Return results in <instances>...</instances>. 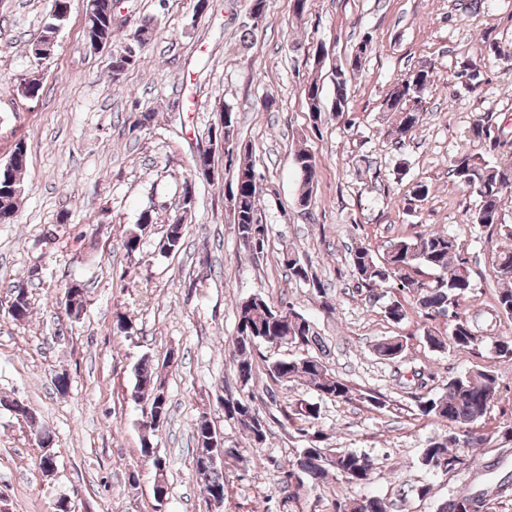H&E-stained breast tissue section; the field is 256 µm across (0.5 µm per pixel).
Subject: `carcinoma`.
Masks as SVG:
<instances>
[{"label":"carcinoma","mask_w":512,"mask_h":512,"mask_svg":"<svg viewBox=\"0 0 512 512\" xmlns=\"http://www.w3.org/2000/svg\"><path fill=\"white\" fill-rule=\"evenodd\" d=\"M70 0H51L50 22L43 27L41 35L31 44L30 52L37 60H44L52 54L55 36L66 21ZM114 0H87L85 34L90 43L108 44L112 42L114 27L111 12ZM151 23L141 25L132 39L112 54V79L135 67L141 53L151 40ZM458 76L467 77L465 88L476 91L484 83L480 67L471 60L460 63ZM430 83V71L422 68L409 79L394 87L386 100L387 109L399 114L395 133L401 138L413 135L419 117L414 109L419 107L421 93ZM335 98L333 107L338 112L348 108L347 78L345 71L336 73ZM309 110L313 120L320 119L324 110L323 88L311 81L305 88ZM13 153L18 158L9 171L0 173V224L14 222L18 198L16 189L22 187L21 174L27 169L26 148L18 144ZM241 161L231 191L237 195L238 210L235 217L236 232L242 236L257 235L260 250L268 244L269 227L258 224L255 218L261 215L258 205L259 180L250 159V150L239 147ZM294 165L300 173L301 184L295 199L300 206L310 209L314 204L313 186L316 177L315 157L303 149L294 154ZM451 172L456 181L468 188L476 189V205L470 214L471 221L484 226H496L508 243L493 251V263L499 279L512 284V226L502 223V201L504 192L512 190V163L492 165L484 157L471 152H463L451 161ZM195 201L182 194L178 210L167 218V229L162 237L164 245L158 246L161 254L178 251L185 235L184 220L194 209ZM157 223L151 210L140 213L135 229L126 234L124 245L129 255L141 253L143 237L147 230ZM290 278L306 283L322 293L320 281L309 274L308 266L300 258L288 252L283 255ZM350 263L358 284L373 289L379 282L389 279L400 288L412 293L413 304L423 315L433 319L448 316V332L429 330L425 334L427 346L435 352L448 349L473 351L478 346L468 319L460 311V303L471 292L472 278L467 259L456 238L439 231H421L411 237L390 242L384 262H377L371 251L358 247L351 252ZM14 306L17 311L11 314L16 321L28 317L30 303L27 292L22 287L13 291ZM496 307L500 314L512 318V287L501 288L496 294ZM236 336L232 339V356L236 381L244 383L246 396H235L224 401V416L236 421L253 441L260 443L267 437L268 424L265 419H257L259 409L251 395L254 376V360L263 344H287L301 351L293 357L279 359L268 366V376L275 385H285L293 381H303L324 399L351 401L358 397L370 401L376 408L385 404L372 394H353L350 384L338 377L318 355L322 350L321 337L314 323L305 315L290 306L278 308L266 296L253 294L236 304ZM407 342L399 337L385 338L375 345V352L394 359L402 355ZM135 385L131 392L134 399L145 398L152 402L161 422L169 415V402L165 382L159 376L152 360L145 357L135 367ZM499 386L495 371L479 370L472 374L460 375L448 380L445 391L437 396L419 401L418 412L423 417L435 418L448 423V434L444 441L432 442L423 449L421 464L430 469L445 473L465 465V458L456 451L458 443L472 448L483 444V435L477 432V424L487 415ZM319 434L309 436V446L299 451L288 465L285 475L287 485L304 480L316 486L334 471L348 483L363 486L371 480L374 461L365 453L342 450L331 455L321 453L317 446ZM224 490V472L220 468L209 471L202 491ZM470 503L481 512H489L487 493L478 495H458L438 507V512H461L464 504ZM341 512H388L387 503L377 496L364 495L347 502Z\"/></svg>","instance_id":"cac0c4a2"}]
</instances>
